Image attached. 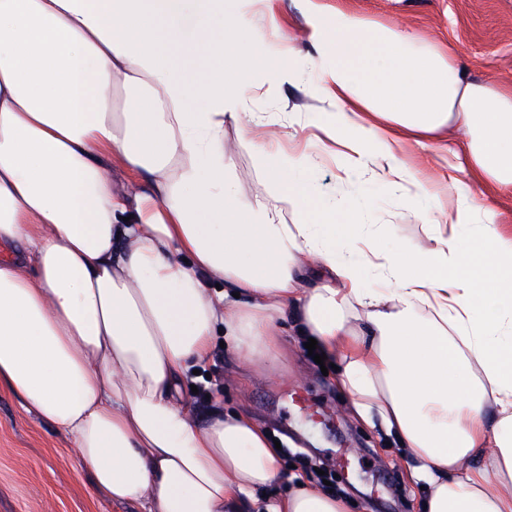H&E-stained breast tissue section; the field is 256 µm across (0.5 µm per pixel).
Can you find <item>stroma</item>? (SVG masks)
Masks as SVG:
<instances>
[{"label":"stroma","mask_w":512,"mask_h":512,"mask_svg":"<svg viewBox=\"0 0 512 512\" xmlns=\"http://www.w3.org/2000/svg\"><path fill=\"white\" fill-rule=\"evenodd\" d=\"M376 27L406 28L426 47L451 50L468 78L512 89V0H322ZM252 36L270 50L297 48L292 76L255 89L248 111L268 118V147L284 153L307 145L310 128L302 124L310 112H332L333 101L317 94L319 72L307 53L312 18L306 0H242ZM233 152L234 180L239 194L250 198L269 192L258 174L251 149L240 143L234 126L224 128ZM459 132L411 144L404 159L418 169L430 191L446 198L460 170L449 159L462 150ZM311 177L316 193L335 202L337 221L363 210L369 224L393 225L378 240L387 251L411 249L427 242L424 218L402 210L400 189L365 176L347 180L334 152L322 149ZM283 364L269 371L262 362L238 363L229 348H214L206 367V387L222 409L251 416L272 439L280 441L284 465L310 475L315 485L330 481L335 494L353 501V512H421L429 489L414 474L418 463L405 454L399 439L379 420L365 421L352 413L337 390L334 375H323L319 364L295 336L285 339ZM306 399L298 404L289 395ZM321 461V473L311 464ZM0 512H134L98 494L90 469L81 463L65 436L24 409L19 398L0 393Z\"/></svg>","instance_id":"obj_1"}]
</instances>
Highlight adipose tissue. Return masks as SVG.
I'll return each mask as SVG.
<instances>
[{
  "mask_svg": "<svg viewBox=\"0 0 512 512\" xmlns=\"http://www.w3.org/2000/svg\"><path fill=\"white\" fill-rule=\"evenodd\" d=\"M239 2L0 0V391L141 512H349L285 476L248 416L196 418L184 387L217 338L274 368L285 335L311 337L352 410L419 460L426 512H512V240L457 180L428 247L377 254L390 294L363 287L349 254L374 237L360 215L337 221L317 199L312 155L256 136L246 97L286 59L251 37ZM310 13L336 109L306 123L341 147L346 179L375 167L417 209L429 193L407 138L457 126L471 175L512 190V91L409 31L373 41L358 16L320 0ZM229 123L272 192L240 197Z\"/></svg>",
  "mask_w": 512,
  "mask_h": 512,
  "instance_id": "obj_1",
  "label": "adipose tissue"
}]
</instances>
